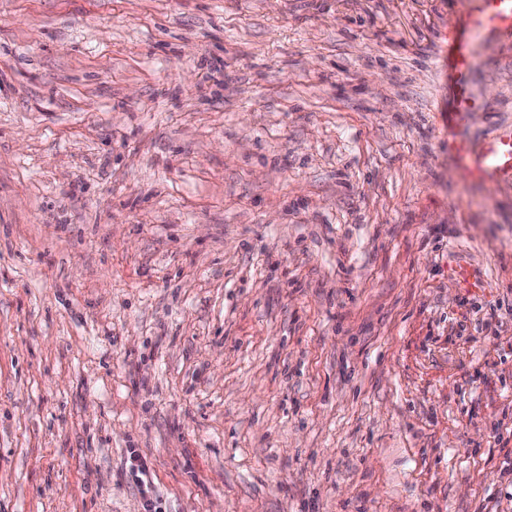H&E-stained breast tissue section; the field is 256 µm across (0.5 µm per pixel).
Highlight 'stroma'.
<instances>
[{"label": "stroma", "mask_w": 512, "mask_h": 512, "mask_svg": "<svg viewBox=\"0 0 512 512\" xmlns=\"http://www.w3.org/2000/svg\"><path fill=\"white\" fill-rule=\"evenodd\" d=\"M479 0H0V512H512V180ZM512 126V31L483 40ZM468 264L484 282L463 287ZM512 29L511 0H481L475 14L463 23L448 42V76L451 80V108L448 127L463 126L475 112L485 108L484 100L476 92L472 78V61L477 40L484 34ZM458 168L467 177L480 181L512 179V128L475 145L464 139L452 142ZM127 464L128 473L140 488V492L143 495L146 493H152L151 481L148 478L149 467L143 461H140V457L136 454H131L129 456Z\"/></svg>", "instance_id": "stroma-1"}]
</instances>
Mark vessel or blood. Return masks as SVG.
Wrapping results in <instances>:
<instances>
[{
  "instance_id": "b4317fda",
  "label": "vessel or blood",
  "mask_w": 512,
  "mask_h": 512,
  "mask_svg": "<svg viewBox=\"0 0 512 512\" xmlns=\"http://www.w3.org/2000/svg\"><path fill=\"white\" fill-rule=\"evenodd\" d=\"M512 29V0H481L475 14L463 23L448 43L447 65L451 80L449 127L468 123L470 117L483 111L485 103L476 92L472 78V61L478 39L497 30ZM457 165L467 177L481 181L512 179V128L472 144L464 139L452 143Z\"/></svg>"
}]
</instances>
